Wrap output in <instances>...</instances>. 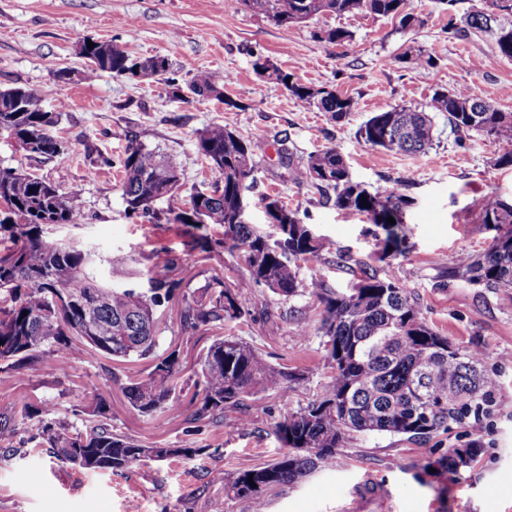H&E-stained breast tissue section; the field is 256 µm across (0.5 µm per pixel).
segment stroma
Masks as SVG:
<instances>
[{"label":"stroma","mask_w":512,"mask_h":512,"mask_svg":"<svg viewBox=\"0 0 512 512\" xmlns=\"http://www.w3.org/2000/svg\"><path fill=\"white\" fill-rule=\"evenodd\" d=\"M422 19L413 30L371 15H324L299 25L279 26L264 15L229 8L226 0H0V88L34 90L43 108L60 112L56 134L64 149L40 162L0 135V166L46 178L60 193L76 194L84 214L79 224L43 228L42 237L92 249L101 256L122 253L151 265L155 256L183 261V292L193 298L212 275L213 264L191 255L176 229L130 215L121 195L120 161L128 142L171 156L181 173L174 201L208 191L217 175L198 153L197 135L221 124L264 143L257 151L255 182L248 194L250 219L268 233L262 199L276 196L296 209L303 223L326 238L320 261L299 262L303 282L321 280L345 293L363 266L408 288L428 323L449 341L483 354L497 384L488 416L454 424L420 438L354 434L335 459L303 480L267 489L264 512H512V293L480 288L449 271L486 249L496 228L479 223L489 196L512 201V168L497 158L507 144L472 136L457 144L442 114H435L432 146L414 156L375 149L358 130L376 112L395 106L428 109L438 88L466 90L512 112V61L501 58L489 37L457 39L436 0H407ZM349 30V42L320 39L321 30ZM110 41L130 56L168 59L178 82L200 71L224 76V97H172L159 79L132 80L109 72L83 78L84 41ZM422 49L434 68L415 71L400 63L407 49ZM270 60L300 83L326 86L354 97L358 106L343 121L300 108L280 85L261 80L257 57ZM327 147L346 160L352 177L369 190H393L410 202L406 210L409 251L379 260L375 225L341 211L306 183L291 179L292 166ZM111 159V166L100 163ZM253 318L227 326V334L253 344L272 363L299 370L304 378L287 396L261 392L249 401L250 426L242 432L202 425L201 449L193 458L148 461L122 472H94L57 463L42 448L24 447L0 456V512H249L247 503L225 498L224 485L237 472L278 458L283 447L276 421L316 399L327 381L323 338L317 332L313 298L279 300L256 288ZM175 302L160 323L161 348L179 349L181 379L196 381L194 364L213 340L211 330H186ZM307 327L305 341L296 331ZM145 360L116 363H57L45 358L35 374L0 369V398L25 397L53 405L54 415L74 426L90 417L94 393L112 411L114 431L155 448L182 441L191 406L174 396L161 413L140 415L124 398L116 377L147 373ZM480 441L483 451L459 471L429 472L449 449Z\"/></svg>","instance_id":"obj_1"}]
</instances>
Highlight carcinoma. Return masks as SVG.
I'll return each instance as SVG.
<instances>
[{
  "label": "carcinoma",
  "instance_id": "cac0c4a2",
  "mask_svg": "<svg viewBox=\"0 0 512 512\" xmlns=\"http://www.w3.org/2000/svg\"><path fill=\"white\" fill-rule=\"evenodd\" d=\"M237 9L260 13L275 24L306 23L324 14L368 13L398 20L400 28L423 24L406 11V0H231ZM498 12L485 0L465 13V25L450 27L454 36L466 39L489 33L501 57L512 59V0H494ZM88 79L100 72L131 76L136 64L122 48L96 41L88 49ZM399 62L410 69L434 67L420 49H409ZM254 71L267 72L266 80L282 85L303 107H315L341 120L357 108V102L327 87H311L292 80V75L269 61L256 59ZM199 97L221 98L223 78L212 72L194 75L188 85ZM23 98L14 110V97ZM448 115V126L463 143L481 134L512 145V112H503L463 91L437 90L430 112ZM59 112L43 109L32 90L0 89V135L13 139L27 153L51 158L62 142L55 133ZM369 145L388 152L415 155L432 145L434 128L429 112L393 107L374 113L360 128ZM197 150L211 169L221 174L228 167L246 176L254 170L257 141L244 138L221 124L203 129ZM120 183L126 210L159 220L154 205L172 198L179 189L177 163L154 149L130 143L121 161ZM293 179L314 186L336 208L366 216L384 232L382 254L395 259L406 254V230L398 219L407 200L390 190L370 191L352 179L343 156L326 148L292 169ZM204 218L193 219L197 209L169 207L165 223L191 238L199 259L209 261L224 248L238 252L246 273L225 281L221 268L199 296L180 312L185 328L222 329L252 313L254 289L269 288L284 301L309 293L319 309L318 333L323 337L329 381L321 395L304 407L287 411L274 426L285 452L275 462L238 473L224 487L229 498L260 504L265 488L290 484L323 467L353 433L422 437L446 430L470 414L486 410L496 380L482 368V355L451 343L422 316L412 294L401 284L363 271V277L347 293L337 294L319 281L304 284L297 262L319 261L325 241L295 218L279 225V238L271 241L250 224H239L236 191L224 183L221 193L197 191ZM367 198L361 205V198ZM12 214L0 212V242L11 246L0 252V363L31 372L42 357L66 362L133 357L150 360L149 372L129 377L121 391L129 405L143 416L165 408L176 393L180 351L159 354L158 332L163 312L182 294L180 259L166 257L142 271L137 260L114 255L107 259L113 270L130 279L146 278L143 286L116 287L98 274L101 258L92 250L42 239L43 226L79 224L84 216L75 196L64 197L45 179L29 172L0 166V199ZM395 218L390 224L387 218ZM480 221L497 224L503 233L466 266L450 271L484 288L512 289V204L489 198L481 205ZM208 224L224 228V238L212 239L196 230ZM194 410L185 419L188 439L179 448H160L162 457L190 458L200 452L191 436L198 423L249 426L245 414L249 397L260 391L283 395L303 380V374L270 363L252 344L237 336H217L200 356ZM92 419L84 428L66 422L47 421L30 437L50 457L90 471L118 472L138 465L148 448L138 440L112 430V412L103 395H94ZM52 412L47 405L25 399L0 401V454L12 456L10 441L17 431L16 418L31 420ZM481 452L479 441L469 443L467 456L454 449L438 461L458 471ZM253 479L256 487L248 484Z\"/></svg>",
  "mask_w": 512,
  "mask_h": 512
}]
</instances>
